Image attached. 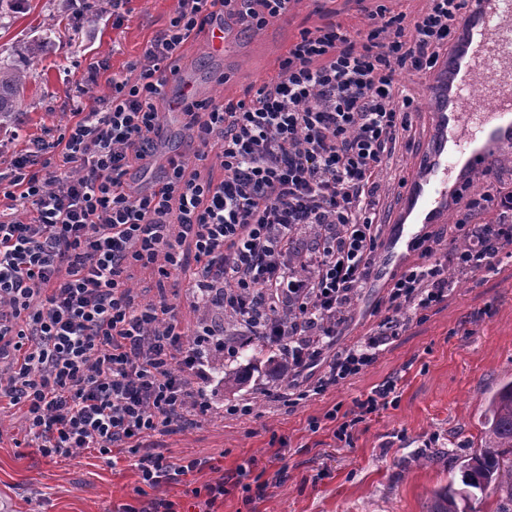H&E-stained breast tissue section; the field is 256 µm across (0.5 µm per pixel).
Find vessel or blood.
I'll return each mask as SVG.
<instances>
[{"mask_svg": "<svg viewBox=\"0 0 512 512\" xmlns=\"http://www.w3.org/2000/svg\"><path fill=\"white\" fill-rule=\"evenodd\" d=\"M471 9L478 19L470 60L455 73L444 64L438 68L453 78V107L434 115L440 140L425 159L427 174L405 179L404 215L383 241L378 278L404 267L429 226L447 223L448 204L467 172L487 170L490 152L512 149V0H473ZM477 88L490 101L489 109H476L472 92Z\"/></svg>", "mask_w": 512, "mask_h": 512, "instance_id": "obj_1", "label": "vessel or blood"}]
</instances>
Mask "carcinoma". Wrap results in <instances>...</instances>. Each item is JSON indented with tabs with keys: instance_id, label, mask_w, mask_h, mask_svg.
I'll use <instances>...</instances> for the list:
<instances>
[{
	"instance_id": "obj_1",
	"label": "carcinoma",
	"mask_w": 512,
	"mask_h": 512,
	"mask_svg": "<svg viewBox=\"0 0 512 512\" xmlns=\"http://www.w3.org/2000/svg\"><path fill=\"white\" fill-rule=\"evenodd\" d=\"M28 73L0 62V123L15 120L22 111ZM212 377L227 392L244 383L238 371L224 369V353L205 355ZM462 487L455 480L433 493L428 512H466L472 500L495 498L494 512H512V381L502 383L485 400L480 443L458 464Z\"/></svg>"
}]
</instances>
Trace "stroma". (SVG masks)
<instances>
[{
  "mask_svg": "<svg viewBox=\"0 0 512 512\" xmlns=\"http://www.w3.org/2000/svg\"><path fill=\"white\" fill-rule=\"evenodd\" d=\"M175 5L176 0H131L120 29L102 14L46 42L45 20L66 9L78 11L77 0H20L11 24L0 29V60L27 70L32 79L20 123L0 131V140L19 148L31 136L65 123L73 110L66 90L91 66L100 68L97 94H107L108 78L124 72ZM356 9L355 0H297L287 27L271 24L234 40L225 57L212 53L205 38L191 41L167 93L177 95L186 81L203 98H242L247 88L262 82L259 60L278 36L296 37L335 12ZM30 44L36 45L35 53H27ZM228 68L240 71L230 87L219 80ZM399 81L414 94L417 111L412 115L413 148L397 150L380 176L384 202L393 210L400 202V177L417 168L433 137L429 115L434 98L428 84L406 72ZM132 286L142 304L176 294L178 320L186 335L194 334L201 312L187 284L174 289L152 271L137 269ZM388 294L385 288L359 291L333 351L377 330L390 313ZM225 342L234 349L224 359L225 368L248 373L241 390L223 395L207 386L213 407L209 421L145 443L149 452L168 457L212 458L213 466L148 490V497L171 499L189 512L194 488L233 476L238 465L253 458L267 474L281 473V480L259 494L233 489L216 504V512H426L432 492L447 485L456 462L477 440L486 398L512 380V262L463 279L443 302L410 321L358 376L293 407L274 400L285 370L270 352L242 351L239 336ZM390 381L396 385V401L360 423L351 443L334 441L335 424L327 413L351 410L355 399ZM242 403L250 406V414L227 415V407ZM314 418L321 422L315 433L308 427ZM21 425L19 416L0 414V497L11 504V512H116L135 498L136 455L116 448L109 461L90 451L51 461L35 449L16 447ZM436 449L447 452V459L422 461L423 453Z\"/></svg>",
  "mask_w": 512,
  "mask_h": 512,
  "instance_id": "35a3bbf8",
  "label": "stroma"
}]
</instances>
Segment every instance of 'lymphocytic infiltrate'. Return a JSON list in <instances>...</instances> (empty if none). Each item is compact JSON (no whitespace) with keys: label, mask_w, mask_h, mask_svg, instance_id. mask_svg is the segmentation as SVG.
<instances>
[{"label":"lymphocytic infiltrate","mask_w":512,"mask_h":512,"mask_svg":"<svg viewBox=\"0 0 512 512\" xmlns=\"http://www.w3.org/2000/svg\"><path fill=\"white\" fill-rule=\"evenodd\" d=\"M293 0H177L165 28L147 41L110 92L97 96V70L69 89V121L28 140L0 166V413L24 422V445L53 459L93 450L136 454L149 488L178 483L210 467V458L141 453L147 438L193 428L211 413L201 389L205 350L224 348L221 322L201 320L184 339L176 306L137 304L129 271L140 267L189 280L196 303L220 297L239 336H263L288 364V401L307 398L301 374L317 366L371 280L381 236L378 174L404 145L415 99L401 72L428 74L442 58L464 60L467 0H428L410 15L384 0L364 7L365 21L333 17L301 30L278 77L238 100L192 95L180 106L198 148L172 161L150 191L133 187L130 169L152 157L170 76L188 43L214 21L260 30ZM216 156L221 180L202 177ZM465 248L439 253L427 234L417 259L390 283L395 311L418 312L448 295V269L476 275L501 261L512 242V189L486 172L482 191L456 196ZM494 212L487 224L468 218ZM315 239L294 254L298 228ZM308 273L296 280L293 266ZM295 304L299 316L281 322ZM399 320L334 354L319 379L322 394L360 374L398 336ZM395 384L329 412L333 437L390 405Z\"/></svg>","instance_id":"lymphocytic-infiltrate-1"}]
</instances>
